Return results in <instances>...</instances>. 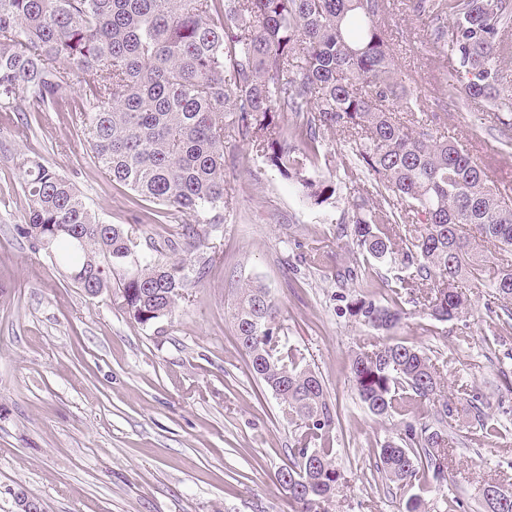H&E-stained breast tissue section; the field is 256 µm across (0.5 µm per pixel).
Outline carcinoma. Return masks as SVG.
Segmentation results:
<instances>
[{"mask_svg":"<svg viewBox=\"0 0 512 512\" xmlns=\"http://www.w3.org/2000/svg\"><path fill=\"white\" fill-rule=\"evenodd\" d=\"M384 9L385 0H0V112L61 110L63 90L77 81L74 129L95 162L112 182L186 216L177 235L193 251L205 246L202 225L223 219L225 140L251 145L321 206L336 198V181L309 177V166L322 134L340 131L351 151L342 180L353 190L343 217L353 241L379 263L414 269L391 287V302L356 298L349 316L392 329L406 295L438 321L460 319L467 281L489 289L488 307L512 302V263L490 266L479 247L512 254V192L492 183L491 162L413 118ZM413 10L437 21L426 41L446 62L448 94L488 104L500 144H511L512 97L500 85L512 62V0H414ZM20 169L22 232L60 248L72 282L113 291L137 324L172 317L202 270L164 238L139 259L129 232L100 222L69 179L27 156ZM375 195L383 204L370 203ZM401 224L411 229L398 249ZM228 316L252 373L294 427L277 481L294 512H330L344 475L321 379L282 337L266 288L240 289ZM351 373L373 416L400 418L375 455L377 472L399 489L448 497L459 413L473 414L478 440L500 435L474 389L460 386L455 401L442 394L440 367L414 345L367 338ZM485 490V512H512V489Z\"/></svg>","mask_w":512,"mask_h":512,"instance_id":"carcinoma-1","label":"carcinoma"}]
</instances>
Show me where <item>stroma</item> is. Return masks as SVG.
<instances>
[{
    "label": "stroma",
    "instance_id": "obj_1",
    "mask_svg": "<svg viewBox=\"0 0 512 512\" xmlns=\"http://www.w3.org/2000/svg\"><path fill=\"white\" fill-rule=\"evenodd\" d=\"M428 26L406 0H390L387 38L423 112L438 113L440 132L474 159L493 153L492 179L512 184V148L481 125L484 104L448 98ZM74 120L71 112H42L31 123L0 113V512H18L12 493L20 488L43 512H292L276 474L294 433L251 372L227 314L249 284L268 289L289 343L332 406L345 477L334 512H400L404 499L374 470V448L399 421L374 417L352 383V360L371 336L408 342L443 363L447 396L458 384L474 386L498 422L500 437L483 443L470 416L453 428L449 476L459 512H483L484 485L512 488V323L484 308L487 288L466 284L471 311L458 320L411 307L398 327L377 332L344 314L345 301L363 293L349 271L376 280L372 298L384 303L389 282L408 269L374 261L343 235L345 186L335 204L311 205L250 145L232 141L224 148L230 205L223 223L206 228L223 260L188 288L171 319L139 325L117 297H87L21 232L19 159L28 155L72 180L92 213L138 242L175 235L158 223V205L95 166ZM314 251L320 264L308 261Z\"/></svg>",
    "mask_w": 512,
    "mask_h": 512
}]
</instances>
